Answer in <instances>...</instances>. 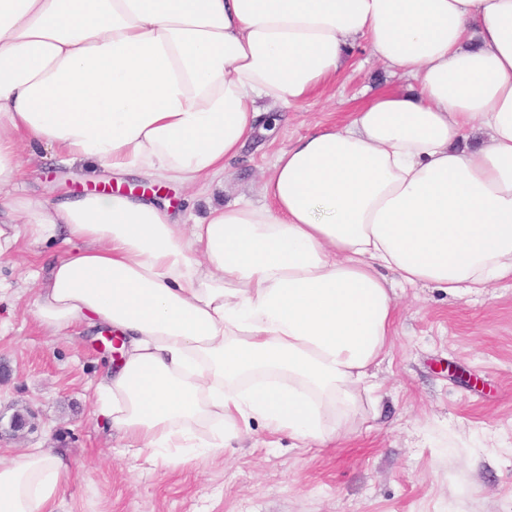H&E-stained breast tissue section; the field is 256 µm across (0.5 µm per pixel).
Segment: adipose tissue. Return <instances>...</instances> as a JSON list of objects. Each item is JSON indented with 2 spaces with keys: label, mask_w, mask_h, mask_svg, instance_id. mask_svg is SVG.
Returning a JSON list of instances; mask_svg holds the SVG:
<instances>
[{
  "label": "adipose tissue",
  "mask_w": 512,
  "mask_h": 512,
  "mask_svg": "<svg viewBox=\"0 0 512 512\" xmlns=\"http://www.w3.org/2000/svg\"><path fill=\"white\" fill-rule=\"evenodd\" d=\"M374 58L416 81L277 152L260 200L26 195L20 146L205 195L269 112ZM487 138L472 143L473 130ZM61 238L35 313L127 341L98 388L132 454L190 462L260 418L302 445L372 390L395 285L512 280V0H0V256ZM70 461L0 458V512H63Z\"/></svg>",
  "instance_id": "1"
}]
</instances>
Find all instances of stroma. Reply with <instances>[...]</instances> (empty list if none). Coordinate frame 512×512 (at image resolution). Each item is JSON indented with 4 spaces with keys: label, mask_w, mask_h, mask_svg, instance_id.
<instances>
[{
    "label": "stroma",
    "mask_w": 512,
    "mask_h": 512,
    "mask_svg": "<svg viewBox=\"0 0 512 512\" xmlns=\"http://www.w3.org/2000/svg\"><path fill=\"white\" fill-rule=\"evenodd\" d=\"M408 81L359 44L336 85L318 87L286 121L258 129L224 187L196 196L167 184L174 216L254 195L271 156L298 138L347 122L366 89ZM128 176L53 163L27 177V193L50 199ZM67 245L21 240L0 258V415L31 408L24 436L0 433V454L47 448L72 463L63 479L67 512H512V281L481 295L440 288L396 290L388 354L374 366L378 405L363 401L348 434L327 448H298L251 420L232 447L187 465L125 455L97 411V385L116 365L101 331L52 336L31 308L30 272Z\"/></svg>",
    "instance_id": "stroma-1"
}]
</instances>
